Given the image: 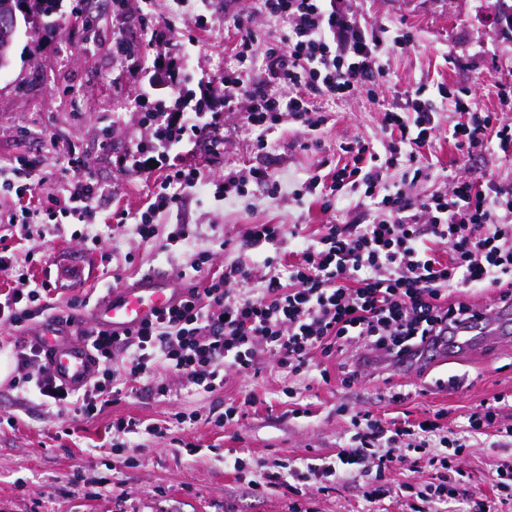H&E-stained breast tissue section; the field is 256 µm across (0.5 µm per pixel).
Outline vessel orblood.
<instances>
[{
    "mask_svg": "<svg viewBox=\"0 0 512 512\" xmlns=\"http://www.w3.org/2000/svg\"><path fill=\"white\" fill-rule=\"evenodd\" d=\"M181 296V289L173 287L167 276L150 273L134 283L107 289L89 316L39 324L34 338L47 356L53 377L64 387L78 389L90 382L97 369L92 350L80 340L84 328L120 334L176 304ZM510 335L512 300L491 312L474 309L468 319L450 328L432 348L472 356L489 337Z\"/></svg>",
    "mask_w": 512,
    "mask_h": 512,
    "instance_id": "1",
    "label": "vessel or blood"
}]
</instances>
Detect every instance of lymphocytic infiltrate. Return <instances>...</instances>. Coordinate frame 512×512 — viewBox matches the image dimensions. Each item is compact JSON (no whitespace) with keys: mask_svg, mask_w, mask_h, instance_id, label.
Listing matches in <instances>:
<instances>
[{"mask_svg":"<svg viewBox=\"0 0 512 512\" xmlns=\"http://www.w3.org/2000/svg\"><path fill=\"white\" fill-rule=\"evenodd\" d=\"M259 10L281 20L283 30L264 41L247 19L234 16L237 65L225 70L222 82L225 104H244L245 123L260 150L287 122L315 142L329 121L326 103L373 97L376 79L387 75L383 56L413 43L407 28L364 25L358 0H260ZM440 99L460 116L445 131L436 119ZM381 129L379 142L357 137L340 143L336 159L320 161L304 183L326 212L342 198L358 197L371 212L368 223L325 224L306 236L280 224L249 225L244 245L273 250L262 278H255L251 267L232 263L204 275L177 304L125 335L87 330L99 367L82 391L63 390L35 345L16 356L22 383L60 408L92 417L112 401V361L120 352L128 388L167 395L159 378L166 371L212 393L223 389L227 369L246 375L267 358L293 375L310 373L315 355L328 357L354 343L395 360L420 351L442 323L466 319L471 305L462 294L493 288L499 299H512V185L461 176L449 189L428 196L410 192L431 177L426 153L440 132H447L460 152L484 149L511 159L512 121L478 108L469 89L421 83L405 91L402 103L383 109ZM173 145L159 137L152 156L138 147L117 164L121 174L154 179L139 212L142 240H154L157 217L198 189L218 202L242 195L251 182L265 186L269 198L280 192L264 167L206 178L172 156ZM34 168L29 162L0 179V191L17 197L14 207L0 211L1 224L29 240L40 215L51 220L60 212L76 224L94 223L107 188L89 163L69 160L56 176L57 193L35 200L18 185ZM394 170L402 173L401 185L388 182ZM288 237L300 239L301 250L283 271L279 249ZM18 280L19 287L0 298L1 327L26 326L44 312L43 299L53 290L47 281L31 285L24 273ZM454 293L459 301H451ZM350 423L352 433L334 459L302 469L276 464L262 480L252 481V489L286 483L299 496L348 473L362 480V497L371 504L389 492L396 467L414 459L433 471L434 480L412 493L410 512H493L489 501L463 489V460L470 441L488 430L512 439L507 396L473 411L453 433L436 417L385 422L366 409L351 413Z\"/></svg>","mask_w":512,"mask_h":512,"instance_id":"f902f5d3","label":"lymphocytic infiltrate"}]
</instances>
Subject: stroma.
Instances as JSON below:
<instances>
[{
    "instance_id": "stroma-1",
    "label": "stroma",
    "mask_w": 512,
    "mask_h": 512,
    "mask_svg": "<svg viewBox=\"0 0 512 512\" xmlns=\"http://www.w3.org/2000/svg\"><path fill=\"white\" fill-rule=\"evenodd\" d=\"M148 1L156 20L194 28V13L173 14L172 0H128L121 14L113 12L112 0H84V13L93 19L88 28L73 15L74 0H63L57 26L20 30L10 65L0 69V169L25 158L53 172L71 150L90 162L109 189L99 203L96 224L46 225L43 237L15 252L16 264L29 265L41 281L66 259L68 249L79 247L82 235L100 234L84 284L75 288L57 281V292L47 301L55 316L69 315L71 299L97 298L117 279L131 283L153 271L179 279L201 251L212 253L217 268L232 261L262 268L267 249L242 244L250 224L288 229L302 224L311 232L330 222L367 223L366 207L347 200L325 213L302 194L301 186L316 161L333 157L340 142L378 136L381 110L418 81L433 78L471 87L479 107L512 119V105L498 97L499 85H512V29L505 25L498 0H365L368 24L391 27L402 20L414 35L413 47L384 57L390 82L379 85L375 101L328 103L332 121L319 146L302 149L301 133L284 125L269 135L262 151L254 146L243 110L224 109V89L217 79L235 63V34L225 18L246 7L253 13V28L264 38L277 35L281 22L258 13L257 0H209L208 26L198 33L196 45L174 40L155 46L151 30L142 23ZM118 31L135 32L139 52L113 56L112 37ZM204 75L214 77L211 87L201 85ZM155 78L161 79L164 94L175 99L187 87L205 94L212 111L221 115L216 135L223 149L214 153L205 142L186 143L180 153L184 163L217 175L262 166L281 185L274 199L253 183L244 195L221 204L200 192L188 196L181 209L157 219L160 235L178 225L189 232L187 242L168 250L142 241L134 223L119 226L108 220L118 207L136 212L153 188L146 177L120 174L115 162L150 137L140 96ZM69 87L80 92L79 108L71 106L65 93ZM431 152L436 170L512 182V162L497 155L464 156L444 138L434 142ZM347 360L344 353L326 360V382L315 372L289 374L269 360L255 376L229 373L223 390L214 393L171 376L167 396L129 392L95 418L79 421L41 399L25 401L22 392L1 383L0 512H290L298 500L308 512H364L360 482L354 478H341L333 489L300 499L279 485L255 498L248 481L260 479L279 461L303 463L335 455L351 429L349 417L341 413L345 407L364 408L387 421L440 411L451 427L495 395H512V341L420 372L369 365L362 382L350 388L341 383ZM400 385L406 386L407 398L388 401L389 388ZM295 400L307 405L306 415H293ZM230 404L241 407L240 419L216 426ZM178 412L185 413V420H175ZM129 418L144 422V429L117 434L112 437L115 447H104L108 425ZM151 424L166 427V438L147 434ZM466 455L470 492L495 501L490 472L512 457V444L482 435L472 440ZM128 458L135 459V466H125ZM238 462L248 470V480L238 479Z\"/></svg>"
}]
</instances>
